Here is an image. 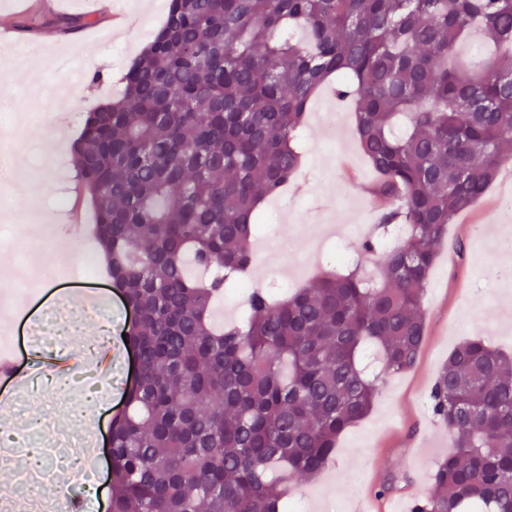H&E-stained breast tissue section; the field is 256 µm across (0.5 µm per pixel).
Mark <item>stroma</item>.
Segmentation results:
<instances>
[{
	"instance_id": "35a3bbf8",
	"label": "stroma",
	"mask_w": 512,
	"mask_h": 512,
	"mask_svg": "<svg viewBox=\"0 0 512 512\" xmlns=\"http://www.w3.org/2000/svg\"><path fill=\"white\" fill-rule=\"evenodd\" d=\"M168 0H98L92 7L70 0H0V24L10 46L35 42L41 48L35 64L0 61V140L10 143L0 158V323L13 331L17 369L45 354L67 357L101 336L112 340V379L97 380V396H108L105 412L89 407L100 435H107L113 415L122 408V390L132 372V356L122 333L132 320L121 293L106 276L87 281L84 253L94 251L93 209L78 198L70 150L53 147L52 134L77 136L82 115L110 100L131 58L161 27ZM84 16L88 26L61 30L58 19ZM28 18L30 30L18 29ZM301 138L303 168L294 184L277 194V212L268 224L288 221L291 246L272 238L268 249H257L244 275L246 285L275 288L277 271L289 269L295 285L319 270L311 249L312 230L324 224H358L361 237L377 234L378 209L370 192L375 180L356 136L350 132L354 112L330 90L311 103ZM502 182H494L484 199L448 228L438 248L424 299L427 340L415 367L386 377L370 413L343 434L325 470L314 480L290 484L291 499L305 512H351L353 485L364 488L372 512L385 502L410 507L413 491H429L436 462L447 455L451 440L429 407V393L453 348L471 336L486 337L512 354V281L491 280L493 270L512 267V205L504 204ZM66 253L64 282L82 286V303L66 301L65 312L40 310L42 291L18 300L11 294L19 271L42 276L50 258ZM68 324L64 344L44 335L28 337V325H47L57 315ZM74 384L66 395L34 392L24 398L22 412L0 415V426L14 425L11 441L18 452L13 465L27 462L33 448L27 426L32 416L70 429L73 449L90 443V428L73 427L75 405L84 400L82 372L70 374ZM391 484L379 497L383 484Z\"/></svg>"
}]
</instances>
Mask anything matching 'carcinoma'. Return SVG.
Returning a JSON list of instances; mask_svg holds the SVG:
<instances>
[{"mask_svg":"<svg viewBox=\"0 0 512 512\" xmlns=\"http://www.w3.org/2000/svg\"><path fill=\"white\" fill-rule=\"evenodd\" d=\"M508 51L460 68L474 28ZM330 79L354 95L383 225L410 227L379 276L328 273L277 299L248 294L260 204L302 169L298 136ZM119 95L84 115L72 164L94 204L113 287L136 315L139 374L112 418V512H286L338 437L411 369L448 225L512 164V0H169ZM454 440L412 512H512V355L471 337L436 376Z\"/></svg>","mask_w":512,"mask_h":512,"instance_id":"1","label":"carcinoma"}]
</instances>
